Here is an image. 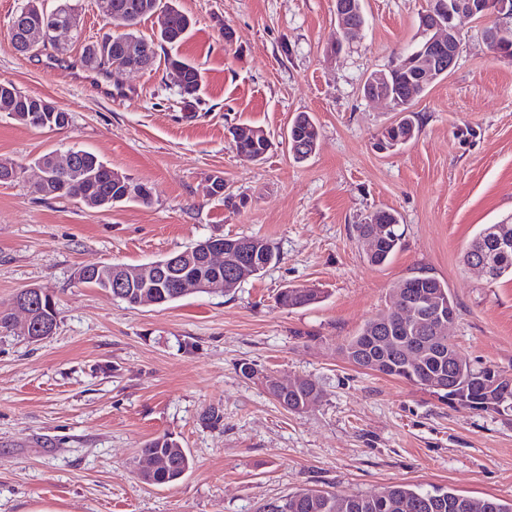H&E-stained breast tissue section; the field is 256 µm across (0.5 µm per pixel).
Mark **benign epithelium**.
I'll list each match as a JSON object with an SVG mask.
<instances>
[{
  "label": "benign epithelium",
  "instance_id": "benign-epithelium-1",
  "mask_svg": "<svg viewBox=\"0 0 512 512\" xmlns=\"http://www.w3.org/2000/svg\"><path fill=\"white\" fill-rule=\"evenodd\" d=\"M336 41L333 46L340 48L358 37L365 26V17L361 0H335ZM458 17L475 20L512 19V0H429V6L419 16V40L407 54L400 55L390 67L394 82H389L383 72H376L366 78L363 84L364 94L371 100L390 103L397 112L403 111L415 97L422 94L440 78L447 76L456 65L460 54V43L455 34L454 21ZM74 27L70 23L61 24L54 17H45L39 29L33 31L29 41L38 42L46 37L58 43L63 37L72 34ZM488 44L491 50L502 54V50L512 45V27L498 26L488 32ZM410 89L405 94L398 86ZM36 115L54 120L51 127H67L71 122L69 114H60L52 110L51 104L43 99L36 100ZM73 164L72 155L60 159L50 156V164L39 167V176L33 187L53 194L68 192V185L57 180L58 172L68 169ZM368 223L375 225L362 241L367 243L369 251L376 250L381 237L389 229L385 219L372 213ZM477 246L484 256L478 262H471L468 267L477 271L486 279H496V258L512 250V238L499 230L481 238ZM235 242L228 238H212L205 247L204 260L216 268L228 266L229 275L224 279L202 280L183 275L181 267L187 258L181 254L170 256L157 266L153 273L155 281L166 288H178L183 291L218 292L221 289L239 283L250 276V269L238 263L234 250ZM144 274L142 270H130L126 274L110 280L102 278V290L116 296L124 294V289L134 287V282ZM54 299L44 289L28 292L26 300L16 304L26 319L22 331L28 336L39 338L47 333L46 326L34 321L32 310L36 308H53ZM454 320L453 315L440 314L432 309L426 311L423 322L425 328L436 336L444 335V330Z\"/></svg>",
  "mask_w": 512,
  "mask_h": 512
}]
</instances>
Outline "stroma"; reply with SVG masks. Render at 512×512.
<instances>
[{
  "mask_svg": "<svg viewBox=\"0 0 512 512\" xmlns=\"http://www.w3.org/2000/svg\"><path fill=\"white\" fill-rule=\"evenodd\" d=\"M24 0H0V79L72 115L61 130L0 114V160L24 174L0 184V311L42 287L55 332L31 343L0 331V512H264L301 490L377 494L403 485L512 499V415L453 409L418 386L352 365L342 347L423 272L447 283L448 334L474 366L512 375V278L487 281L463 256L487 224L512 220V61L456 21L454 70L412 106L417 132L375 142L400 115L362 86L413 43L428 0H363L357 41L332 53L334 0H179L196 23L177 52L202 74L197 111L181 110L163 59L116 71L129 95L106 99L43 54L23 58L7 32ZM234 40L225 43V29ZM309 113L314 154L295 162L285 138ZM264 130L262 162L239 157L232 126ZM468 137H460V130ZM84 149L152 189L148 205L94 209L34 193L40 155ZM224 193H210L213 177ZM394 212L402 245L368 263L353 232ZM214 235L261 236L278 259L230 293L128 307L78 281L85 266L139 265ZM286 287L321 302L283 309ZM254 368V376L241 372ZM308 377L324 390L300 413L266 378ZM224 418L203 421L208 408ZM193 459L177 483L138 477L139 450L161 435Z\"/></svg>",
  "mask_w": 512,
  "mask_h": 512,
  "instance_id": "35a3bbf8",
  "label": "stroma"
}]
</instances>
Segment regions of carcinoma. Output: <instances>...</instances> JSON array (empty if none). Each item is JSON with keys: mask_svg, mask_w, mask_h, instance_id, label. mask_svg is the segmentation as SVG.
Returning <instances> with one entry per match:
<instances>
[{"mask_svg": "<svg viewBox=\"0 0 512 512\" xmlns=\"http://www.w3.org/2000/svg\"><path fill=\"white\" fill-rule=\"evenodd\" d=\"M98 15L109 33L95 41L84 42L80 48L81 66L99 74H108L112 64L128 57L131 47L146 48L150 54L147 66H152L156 58V47L179 46L194 20L183 11L177 0H95ZM26 15L19 20L17 31L11 35L10 43L16 54L22 57H36L50 49L62 54L67 48L48 40L30 47L25 40L29 23L43 17L46 8L44 0H26ZM159 15L166 18L157 31L156 39L147 40L138 34L137 26L143 20ZM165 65L176 78V86L183 107L193 109L201 102V72L199 68L179 56L165 54ZM30 95L17 88L0 90V113H5L20 124L34 128L36 124L26 107ZM238 155L256 157L262 161L268 153L267 146L255 136V128L250 125H237L229 129ZM319 129L310 115L301 112L291 121L288 129V147L295 161L306 160L295 153V146H308L315 149ZM77 162L64 181L81 192V200L99 204L105 198L112 204L124 202L125 182L112 177V168L95 154L76 149ZM402 231L396 223L377 249L366 255L374 266L385 264L401 246ZM236 241L244 249L242 259L250 263L257 273H263L276 259L274 246L260 236L238 237ZM153 297L158 305L164 306L181 297L183 293L175 288H157L155 292H144L140 286L126 289L121 301L134 308L143 296ZM320 292L312 288H285L277 296V303L286 309L303 308L319 302ZM442 304L451 312L456 305L448 291V286L438 278L416 274L405 278V288L401 297L393 302L386 312L371 319L356 336L343 346L348 361L358 367L373 369L386 376L405 379L424 389L433 380L445 387L450 384H465L468 388L467 400L462 407L472 411L495 413L499 390H488L482 383L487 376L497 377L500 372L490 368H475L465 358H460L458 368L448 361V349L454 347L450 338H435L420 330L415 319L426 306ZM414 342L422 346L424 354L419 362H408L402 358L406 343ZM270 395L291 412H302L323 397V390L311 378H299L295 388L287 393L279 390L277 381L266 379ZM142 457L162 458L165 465L151 473H139L140 478L152 485H168L180 480L193 465V460L178 442L167 436H159L145 443L141 448ZM267 512H512V500L497 498L475 499L453 491L435 489L424 491L406 486H392L385 491L370 496H339L320 490H306L278 502L271 503Z\"/></svg>", "mask_w": 512, "mask_h": 512, "instance_id": "carcinoma-1", "label": "carcinoma"}]
</instances>
